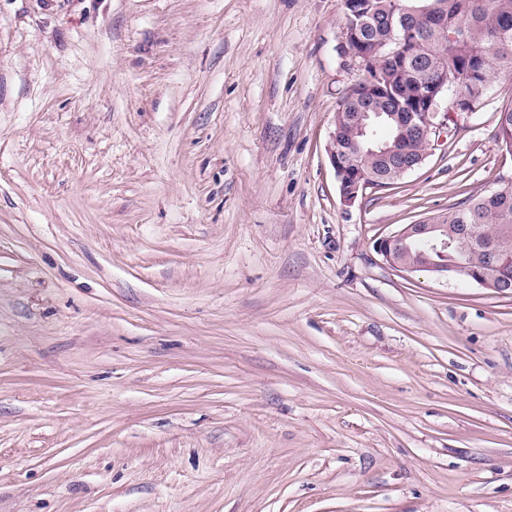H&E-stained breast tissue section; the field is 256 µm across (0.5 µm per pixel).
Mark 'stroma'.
Here are the masks:
<instances>
[{
    "mask_svg": "<svg viewBox=\"0 0 512 512\" xmlns=\"http://www.w3.org/2000/svg\"><path fill=\"white\" fill-rule=\"evenodd\" d=\"M343 0H0V512H512V295L377 237L512 178V74L342 204Z\"/></svg>",
    "mask_w": 512,
    "mask_h": 512,
    "instance_id": "35a3bbf8",
    "label": "stroma"
}]
</instances>
